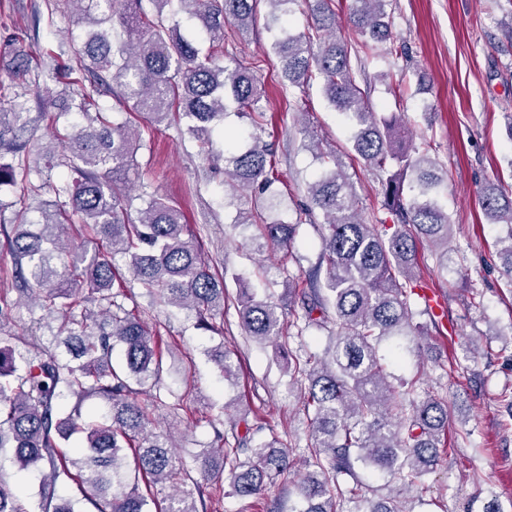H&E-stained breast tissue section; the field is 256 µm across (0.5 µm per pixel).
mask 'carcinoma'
Instances as JSON below:
<instances>
[{"mask_svg": "<svg viewBox=\"0 0 512 512\" xmlns=\"http://www.w3.org/2000/svg\"><path fill=\"white\" fill-rule=\"evenodd\" d=\"M272 6L267 29L277 27L272 49L288 87L300 88L313 79L323 82L329 101L353 126L352 148L364 164L380 173L382 206L397 221L382 234L364 223L353 184L335 154L318 152L322 171L308 186V212L323 217L322 256L325 274L315 269L306 287L288 283V306L268 294L260 299L241 278L239 324L245 335L272 344L288 360L293 383L304 389V407L312 413L310 443L302 463L310 471L296 485L293 512H405L399 495L370 498L360 494L355 470L382 471L399 490L423 482L438 461L441 438L448 430V402L434 395L407 404L416 380L396 388L378 354L391 336L415 342L424 328L412 321L411 280L418 266V245L439 247L436 263L448 270L451 222L440 201L442 176L436 163L418 147L402 143L396 116L372 110L356 83L351 46L336 36L334 0H311L315 33L295 34L278 13L296 0H178L181 12L198 22L212 41H224V25L244 33L258 19V6ZM77 25L84 27L81 52L86 63L75 69L66 63L48 74L64 75L79 97L81 120L68 128L52 126V146L41 150L52 165L56 150L70 154V175L49 184L55 200L43 204L37 220L27 218L24 205L14 215L8 238L18 290L34 298L31 320H59L48 344L21 348L3 333L15 304L0 296V449H14L21 470L42 465L34 501L18 497L0 483V512H78L75 502L57 497L56 487L72 481L94 512H198L194 494L202 485L190 474L170 432L156 427L149 405L138 399L135 386L157 384L163 372L157 336L141 315L125 306L123 288L131 279L163 304L196 313L208 328L224 314V277L211 269L180 209L163 198L149 196L131 214L128 172L133 164L132 128L92 110L94 96L120 89L131 110L157 123L184 115L187 131L202 139L226 112L234 110L251 124L252 145L230 149L224 157L225 185L236 191L267 190L271 160L263 141L267 115L254 68L232 57L224 65L201 55L196 43L179 33L176 15L163 17L171 0H148L157 8L148 17L143 0H62ZM387 0H352L350 21L364 54L394 43ZM123 38L112 41L110 24ZM30 73V60L17 55L15 69L0 77V92ZM93 82L85 85V75ZM24 103L0 110V152L17 153L28 142ZM26 169L0 162V187L24 186ZM482 210L489 223L500 224L503 272L512 279V194L497 183L481 191ZM76 216L86 245L74 246L60 237L61 226ZM237 224L260 229L259 248L289 251L297 225L268 222L262 214L241 212ZM121 256L125 272L115 258ZM100 308V318L85 303ZM303 332L329 330L323 355L303 359L288 349L285 315ZM121 346L124 366L111 363ZM215 363L229 383L237 366L232 353L222 351ZM96 395L107 412L83 418L66 411L70 396ZM82 435L73 459L63 442ZM134 455L129 466L127 451ZM197 469L216 494L249 497L261 494L290 464V452L272 435L234 448H205L196 456ZM173 492L158 499L157 485Z\"/></svg>", "mask_w": 512, "mask_h": 512, "instance_id": "cac0c4a2", "label": "carcinoma"}]
</instances>
